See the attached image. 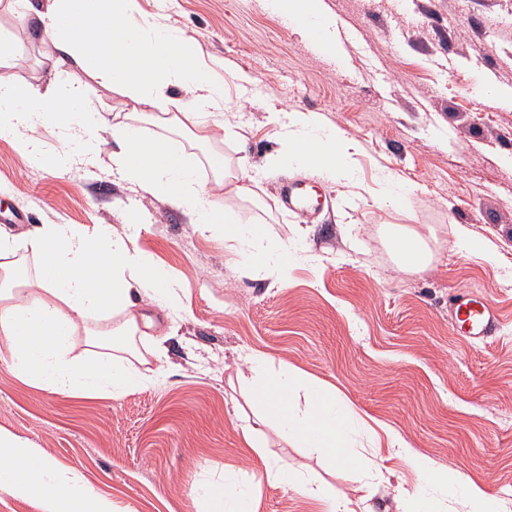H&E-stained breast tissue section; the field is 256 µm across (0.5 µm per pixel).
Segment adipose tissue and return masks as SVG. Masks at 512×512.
<instances>
[{"mask_svg":"<svg viewBox=\"0 0 512 512\" xmlns=\"http://www.w3.org/2000/svg\"><path fill=\"white\" fill-rule=\"evenodd\" d=\"M22 26L49 39L55 64L73 74H86L127 99L132 113L168 99L181 88L195 112L224 103L223 85L214 83L197 63L196 45L161 21L136 26L130 16L137 0H9ZM270 10L304 33H317L325 54L338 52L336 35L326 21L321 0H267ZM283 151L271 155L272 169L299 166L332 182L349 180L352 145L335 127L296 112H274ZM81 124L78 141L62 151L43 149L36 130L53 126L70 130ZM42 168L58 172L104 152L112 172L145 195L162 197L186 211L193 223L220 224L227 240L241 238L246 214L221 209L209 190L198 186L195 171L173 139L148 136L139 126L108 121L90 102L74 105L72 95L48 82L38 88L14 75L0 76V138ZM126 215V227L88 231L77 224H40L23 239L0 234V346L12 370L23 380L58 392L88 394L107 391L120 397L145 382L126 358L122 338L138 329L133 311L136 296L151 292L164 310L180 306L179 295L164 271L138 247ZM35 266H28L27 257ZM122 314L116 326L92 329L89 356L70 357L72 338L90 329L93 315ZM249 385L255 395L252 420L241 433L257 458V474L284 487L298 486L287 467H273L261 438L262 428L277 430L335 465V449L343 447L348 424L334 392L324 383L285 366L268 373L266 355L248 354ZM303 392L305 410L293 413L288 400ZM0 487L21 496L39 495L44 512H112L106 497L85 489L78 479L56 470L28 440L0 428Z\"/></svg>","mask_w":512,"mask_h":512,"instance_id":"obj_1","label":"adipose tissue"}]
</instances>
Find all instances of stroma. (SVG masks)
<instances>
[{
    "mask_svg": "<svg viewBox=\"0 0 512 512\" xmlns=\"http://www.w3.org/2000/svg\"><path fill=\"white\" fill-rule=\"evenodd\" d=\"M142 18H164L199 47V62L224 83V107L206 115L213 135L172 131L221 206L253 218L261 239L224 240L168 203L142 197L112 175L108 155L67 174L39 168L0 139V228L37 224L119 225L139 215L140 249L177 288L176 315L140 313L157 325L135 336L140 352L162 338L161 368L121 398L84 397L25 383L0 352V427L29 440L57 469L109 498L115 512H208L213 487L243 488L256 512H322L300 490L254 475L237 428L248 410L247 353L329 382L340 399L382 425L352 426L336 466L268 434V455L354 512H408L422 492L426 512H480L461 491L474 482L512 512V0H322L343 42L323 54L267 9L265 0H138ZM0 71L47 80L104 114L121 95L67 67L53 68L38 38L0 6ZM248 84H241L240 75ZM299 111L338 128L358 146L353 177L334 184L304 168L264 170L278 150L271 110ZM243 174L251 196L215 187L209 151ZM409 192L399 209L380 198L388 174ZM293 177L322 194L301 219L277 193ZM427 236L431 262L402 269L393 229ZM488 255L457 245V229ZM287 253L281 280L249 265V253ZM485 294L501 315L498 336L468 343L448 320L457 293ZM406 444L397 452L391 440ZM450 473L443 493L423 485L413 455Z\"/></svg>",
    "mask_w": 512,
    "mask_h": 512,
    "instance_id": "obj_1",
    "label": "stroma"
}]
</instances>
